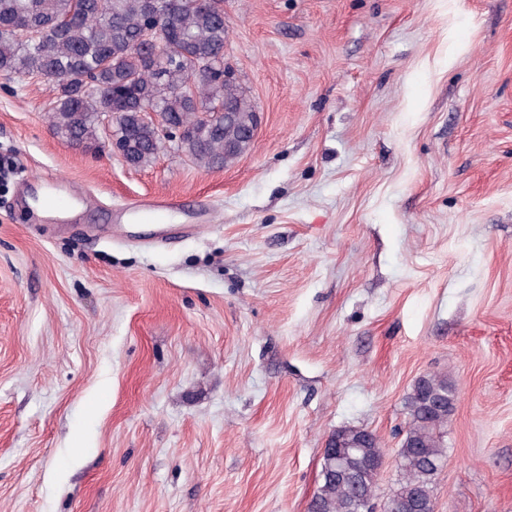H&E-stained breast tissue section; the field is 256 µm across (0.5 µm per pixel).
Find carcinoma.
Listing matches in <instances>:
<instances>
[{"mask_svg": "<svg viewBox=\"0 0 512 512\" xmlns=\"http://www.w3.org/2000/svg\"><path fill=\"white\" fill-rule=\"evenodd\" d=\"M145 0H0V75L38 80L48 74L79 72L86 82L55 86L49 124L69 144L89 149L99 143L102 90L115 89L113 131L129 146L134 167L152 163L161 149L158 131L138 113L146 105L176 121L196 126L199 135L180 149L199 166L220 169L240 153L232 150L252 121L253 104L239 85L218 74L224 66L228 32L219 12L205 15L185 4L170 41L171 56L156 68L150 47L133 49L145 17ZM451 406L455 394L445 376L418 380L408 397V422L399 450L402 478L392 496L434 503L433 484L446 450L448 418L427 412L423 395ZM322 457L320 484L308 512H354L359 499L377 498L378 473L360 471L358 484Z\"/></svg>", "mask_w": 512, "mask_h": 512, "instance_id": "cac0c4a2", "label": "carcinoma"}]
</instances>
